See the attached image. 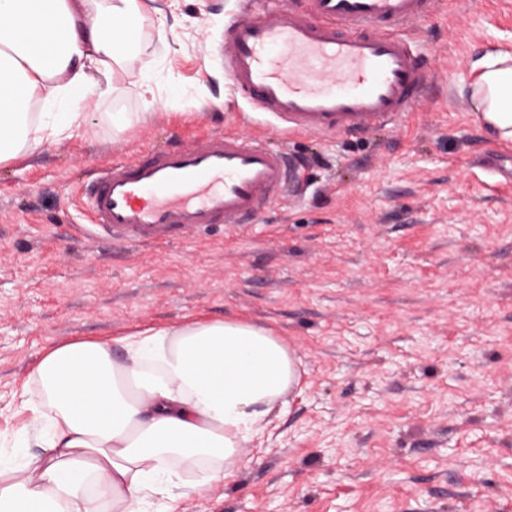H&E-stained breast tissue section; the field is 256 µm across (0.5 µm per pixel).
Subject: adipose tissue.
Masks as SVG:
<instances>
[{
  "mask_svg": "<svg viewBox=\"0 0 512 512\" xmlns=\"http://www.w3.org/2000/svg\"><path fill=\"white\" fill-rule=\"evenodd\" d=\"M144 0H0V164L68 136L97 78L145 50ZM468 87L486 132L512 140V54L474 62ZM124 351L112 357L113 345ZM300 359L240 320L145 327L117 343L78 340L38 360L21 398L45 451L0 464V512H141L231 478L298 384ZM206 474L188 484V469Z\"/></svg>",
  "mask_w": 512,
  "mask_h": 512,
  "instance_id": "obj_1",
  "label": "adipose tissue"
}]
</instances>
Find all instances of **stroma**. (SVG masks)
<instances>
[{"mask_svg":"<svg viewBox=\"0 0 512 512\" xmlns=\"http://www.w3.org/2000/svg\"><path fill=\"white\" fill-rule=\"evenodd\" d=\"M143 38L70 136L0 165V457L42 453L19 392L49 348L244 318L304 370L233 478L183 512H512V153L461 88L512 51V0H436L407 28L432 89L367 135L294 132L231 91L239 0H147ZM155 91L139 93L142 77ZM287 148L300 185L254 224L115 246L91 174L216 130Z\"/></svg>","mask_w":512,"mask_h":512,"instance_id":"1","label":"stroma"}]
</instances>
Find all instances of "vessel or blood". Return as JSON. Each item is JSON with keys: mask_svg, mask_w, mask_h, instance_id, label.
Instances as JSON below:
<instances>
[{"mask_svg": "<svg viewBox=\"0 0 512 512\" xmlns=\"http://www.w3.org/2000/svg\"><path fill=\"white\" fill-rule=\"evenodd\" d=\"M435 0H300L234 22L225 72L258 111L291 131L365 133L403 119L428 84L407 26ZM286 154L214 131L167 151L112 163L87 184L90 231L125 245L244 224L280 195Z\"/></svg>", "mask_w": 512, "mask_h": 512, "instance_id": "vessel-or-blood-1", "label": "vessel or blood"}]
</instances>
